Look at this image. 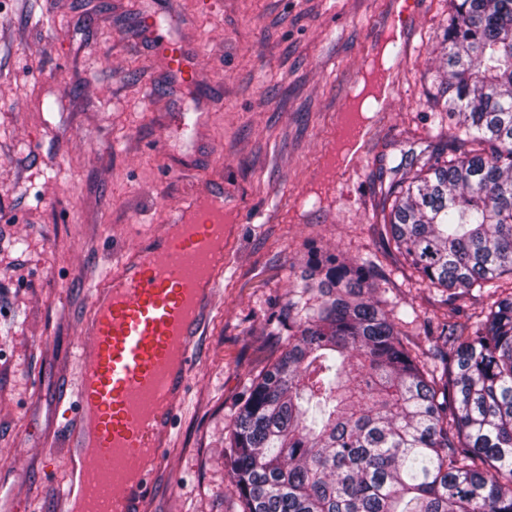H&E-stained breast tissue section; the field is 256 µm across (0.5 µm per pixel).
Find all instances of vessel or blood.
Instances as JSON below:
<instances>
[{
  "label": "vessel or blood",
  "instance_id": "vessel-or-blood-1",
  "mask_svg": "<svg viewBox=\"0 0 512 512\" xmlns=\"http://www.w3.org/2000/svg\"><path fill=\"white\" fill-rule=\"evenodd\" d=\"M153 44L181 83L194 82L191 53L159 30ZM224 210L223 183H203L93 281L78 326L79 374L59 394L80 473L57 487V512H145L216 311Z\"/></svg>",
  "mask_w": 512,
  "mask_h": 512
}]
</instances>
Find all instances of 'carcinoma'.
Masks as SVG:
<instances>
[{
  "instance_id": "carcinoma-1",
  "label": "carcinoma",
  "mask_w": 512,
  "mask_h": 512,
  "mask_svg": "<svg viewBox=\"0 0 512 512\" xmlns=\"http://www.w3.org/2000/svg\"><path fill=\"white\" fill-rule=\"evenodd\" d=\"M454 127L384 190L390 251L446 293L429 366L378 264L310 251L226 464L241 512H512V0H448ZM489 302L460 319L472 289Z\"/></svg>"
}]
</instances>
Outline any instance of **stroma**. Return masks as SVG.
Listing matches in <instances>:
<instances>
[{"label":"stroma","instance_id":"obj_1","mask_svg":"<svg viewBox=\"0 0 512 512\" xmlns=\"http://www.w3.org/2000/svg\"><path fill=\"white\" fill-rule=\"evenodd\" d=\"M388 0H0V512H55L70 474L58 391L77 323L112 255L166 224L198 182L247 208L232 225L217 314L148 512H240L224 438L249 380L287 345L275 316L310 248L372 257L432 350L441 291L389 252L380 185L430 152L448 0L402 33L359 160L329 155L349 82L389 32ZM156 22L198 51L185 91ZM363 182L364 197L338 182Z\"/></svg>","mask_w":512,"mask_h":512}]
</instances>
